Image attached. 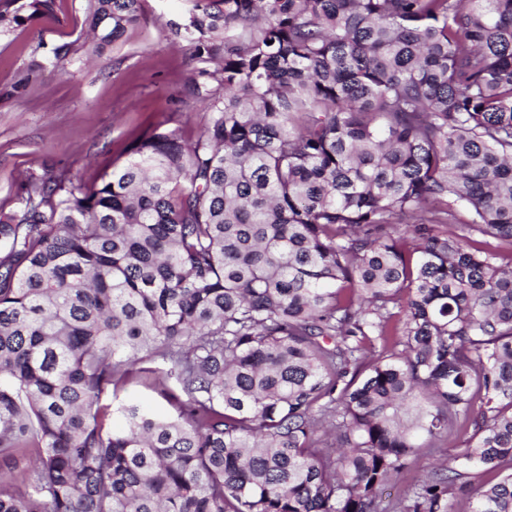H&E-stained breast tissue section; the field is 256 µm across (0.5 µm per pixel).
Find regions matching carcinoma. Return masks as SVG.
Returning <instances> with one entry per match:
<instances>
[{
	"label": "carcinoma",
	"instance_id": "1",
	"mask_svg": "<svg viewBox=\"0 0 512 512\" xmlns=\"http://www.w3.org/2000/svg\"><path fill=\"white\" fill-rule=\"evenodd\" d=\"M191 2L200 135L0 214V512H379L461 421L395 512H512V0ZM147 368L155 371H142L139 368ZM136 369V370H135ZM132 374L126 380L123 389L118 392L120 398H132L141 406L159 416H174V407L160 394L158 377L167 369V365L156 358L154 362H146L135 367ZM458 443L459 440L456 438L455 434L449 435L448 439L436 442L433 445L434 447L426 450L424 456L416 463L410 465L405 477L400 479L399 485L403 487V485L415 482L416 479L430 470L435 464L445 460L451 448H454ZM496 476L488 473H476L467 478L468 485L463 493H459L456 497V512H469L470 502L475 490L485 481L493 480Z\"/></svg>",
	"mask_w": 512,
	"mask_h": 512
}]
</instances>
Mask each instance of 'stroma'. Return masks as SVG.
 <instances>
[{
	"mask_svg": "<svg viewBox=\"0 0 512 512\" xmlns=\"http://www.w3.org/2000/svg\"><path fill=\"white\" fill-rule=\"evenodd\" d=\"M186 0H142L138 22L94 50L93 0H55L52 15L0 27V213L24 206L29 174L90 186L154 131L194 138L206 117L188 93L196 68L171 31ZM63 49L61 68L48 67ZM166 365L134 370L120 392L159 416L175 409L157 379Z\"/></svg>",
	"mask_w": 512,
	"mask_h": 512,
	"instance_id": "obj_1",
	"label": "stroma"
}]
</instances>
